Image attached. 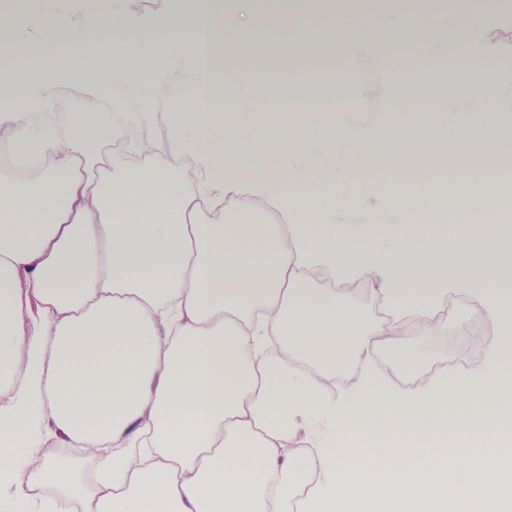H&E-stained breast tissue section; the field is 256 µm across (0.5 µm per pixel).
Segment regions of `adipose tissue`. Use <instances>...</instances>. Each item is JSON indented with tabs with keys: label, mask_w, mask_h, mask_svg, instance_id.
<instances>
[{
	"label": "adipose tissue",
	"mask_w": 512,
	"mask_h": 512,
	"mask_svg": "<svg viewBox=\"0 0 512 512\" xmlns=\"http://www.w3.org/2000/svg\"><path fill=\"white\" fill-rule=\"evenodd\" d=\"M40 36L18 13L0 11V41L19 54L53 41L95 40L111 25L135 41L133 55L89 62L84 78L64 64L0 70V119L16 161L53 166L34 180L0 179V452L15 462L9 499L44 512L37 484L55 488L54 507L84 512H512V237L479 240L405 232L435 224L440 193L402 185L377 208L354 191L349 157L381 142L411 144L437 166H494L512 155V49L483 36L466 5L439 33L418 38L396 13L361 31L302 28L290 43L332 45L342 78L328 89L337 106L325 133L301 130L254 139L240 126L262 119L280 97L278 80L253 76L252 50L238 40L250 0H178L175 14L142 12L133 0H28ZM195 30L154 52L173 25ZM455 47L494 61L454 71L435 92L436 123L392 129L388 117L420 89L418 65ZM81 81V120L43 118L47 91ZM154 95H145V87ZM167 117L165 150L191 154L195 189L171 169L126 167L97 176L105 138ZM268 154L270 167L250 165ZM317 184L319 194L306 192ZM466 201L454 224L512 209V172L462 180ZM273 207L262 223L252 207L224 221L242 197ZM372 278L374 299L418 334H436L441 303L465 293L493 318L499 342L483 364L432 378L413 391L372 369L385 352L413 369L410 340L372 321L362 304L310 288L311 278ZM360 369L337 391L339 369ZM387 453L381 470L345 471L349 436ZM303 439L310 455L294 443ZM92 449L91 458L50 459L46 440ZM455 451L431 464L436 442ZM315 474L307 495L303 477Z\"/></svg>",
	"instance_id": "ef3b65f1"
}]
</instances>
